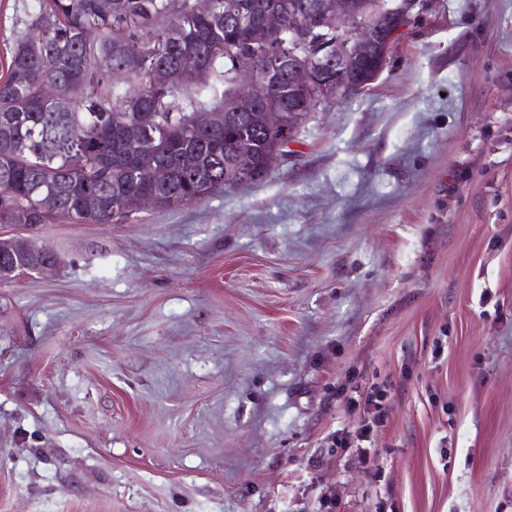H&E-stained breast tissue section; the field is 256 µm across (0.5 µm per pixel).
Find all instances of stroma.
Segmentation results:
<instances>
[{
	"label": "stroma",
	"instance_id": "stroma-1",
	"mask_svg": "<svg viewBox=\"0 0 512 512\" xmlns=\"http://www.w3.org/2000/svg\"><path fill=\"white\" fill-rule=\"evenodd\" d=\"M39 242L0 283V512H512V0H431L263 180ZM374 384L365 461L334 441Z\"/></svg>",
	"mask_w": 512,
	"mask_h": 512
}]
</instances>
